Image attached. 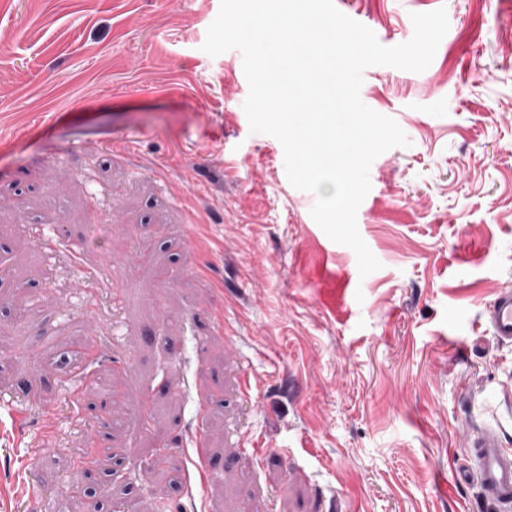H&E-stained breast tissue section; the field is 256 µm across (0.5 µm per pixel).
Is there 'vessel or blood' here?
Wrapping results in <instances>:
<instances>
[{"label": "vessel or blood", "mask_w": 512, "mask_h": 512, "mask_svg": "<svg viewBox=\"0 0 512 512\" xmlns=\"http://www.w3.org/2000/svg\"><path fill=\"white\" fill-rule=\"evenodd\" d=\"M485 320L496 340L512 345V289H499L485 310ZM469 447L475 460L474 478L483 498L512 512V450L488 429L474 430Z\"/></svg>", "instance_id": "obj_1"}]
</instances>
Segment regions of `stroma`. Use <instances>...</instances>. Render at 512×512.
<instances>
[{
  "label": "stroma",
  "instance_id": "1",
  "mask_svg": "<svg viewBox=\"0 0 512 512\" xmlns=\"http://www.w3.org/2000/svg\"><path fill=\"white\" fill-rule=\"evenodd\" d=\"M334 4L385 46L449 21L424 72L363 74L410 141L371 166L364 278L310 214L332 186L251 132L241 53L203 51L220 0H0V512H499L463 472L471 429L512 448L483 317L512 286V0Z\"/></svg>",
  "mask_w": 512,
  "mask_h": 512
}]
</instances>
